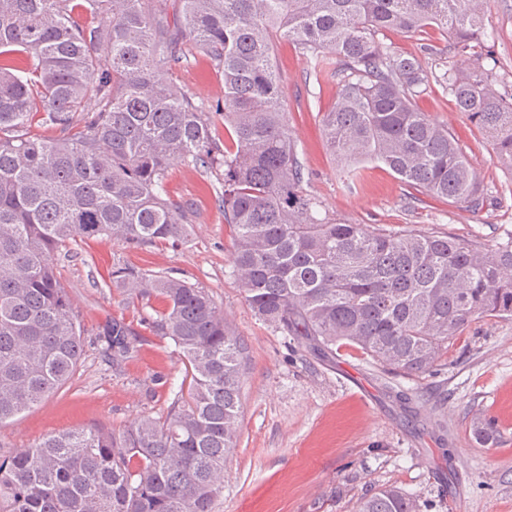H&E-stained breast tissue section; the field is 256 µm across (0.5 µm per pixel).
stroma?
<instances>
[{
  "label": "stroma",
  "mask_w": 512,
  "mask_h": 512,
  "mask_svg": "<svg viewBox=\"0 0 512 512\" xmlns=\"http://www.w3.org/2000/svg\"><path fill=\"white\" fill-rule=\"evenodd\" d=\"M494 38L490 50L500 80L512 86V0H481ZM384 46L428 62L425 49L445 47L439 31H390ZM275 68L288 126L309 174L303 188L324 211L350 224L470 239L490 247L512 237V169L490 139L457 112L439 85L416 100L419 111L447 125L460 141L487 192L484 208L434 198L403 185L384 165L367 163L352 182L326 147L322 112L336 101L334 77L314 74L288 41H279ZM174 83L195 101L224 96V78L203 52L193 51ZM171 197L193 207V231L179 246L128 247L92 238L60 257L57 269L84 328L85 357L61 389L0 428V454L30 447L50 433L119 428L136 418L166 417L185 365L173 341L145 327L140 305L124 299L112 268L174 272L209 291L246 349L239 439L224 467L216 512H357L360 499L386 487L412 496L418 512H512V319L472 320L444 344L430 374L383 371L353 344L323 357L255 316L229 274L233 233L224 222L217 175L173 164ZM142 338L138 355L121 368L104 360L112 320ZM408 399H400V392ZM488 421L495 440L478 439Z\"/></svg>",
  "instance_id": "1"
}]
</instances>
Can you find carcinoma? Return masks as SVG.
<instances>
[{"label": "carcinoma", "instance_id": "obj_1", "mask_svg": "<svg viewBox=\"0 0 512 512\" xmlns=\"http://www.w3.org/2000/svg\"><path fill=\"white\" fill-rule=\"evenodd\" d=\"M71 2L0 0V425L63 387L82 358L59 252L103 235L132 248L188 238L190 210L166 191L177 160L224 169L231 274L260 319L313 352L347 342L420 377L473 319L512 317V238L485 248L347 224L300 194L304 168L273 65L285 39L315 74H336L321 123L352 178L382 163L401 183L478 211L484 186L463 149L414 106L438 83L512 169V94L485 66L493 33L476 0H83L99 16L87 27ZM428 28L449 36L453 65L442 49L427 47V68L377 39ZM194 49L224 76V100L208 107L173 82ZM16 52L28 72L2 60ZM217 114L232 130L222 149L211 137ZM36 121L59 136L29 135ZM112 287L144 309L165 302L143 323L175 343L189 381L163 420L51 434L0 460V512H215L239 432L243 343L209 292L182 279L117 267ZM106 336L112 365L138 354L125 322L112 320ZM358 512L417 505L386 488Z\"/></svg>", "mask_w": 512, "mask_h": 512}]
</instances>
